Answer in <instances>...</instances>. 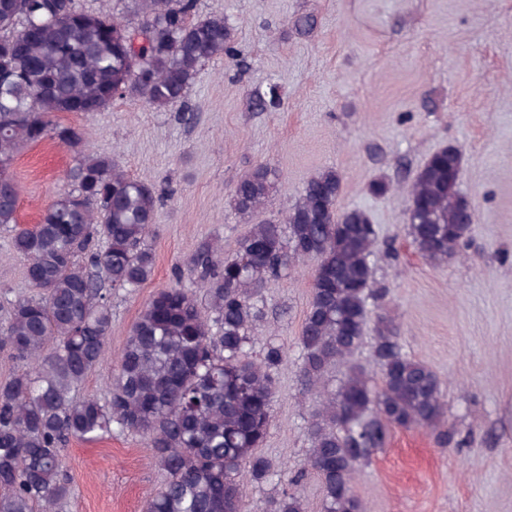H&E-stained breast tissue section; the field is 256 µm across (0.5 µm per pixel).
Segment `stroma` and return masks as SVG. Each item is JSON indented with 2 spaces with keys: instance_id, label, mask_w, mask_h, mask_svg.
I'll use <instances>...</instances> for the list:
<instances>
[{
  "instance_id": "obj_1",
  "label": "stroma",
  "mask_w": 512,
  "mask_h": 512,
  "mask_svg": "<svg viewBox=\"0 0 512 512\" xmlns=\"http://www.w3.org/2000/svg\"><path fill=\"white\" fill-rule=\"evenodd\" d=\"M238 29L239 62L206 65L190 88L192 124L176 110L118 100L79 125L89 147L165 197L154 226L153 277L111 297L105 362L76 397H105V381L145 302L175 282V267L201 240L218 237L232 254L250 225L275 220L305 183L332 167L342 177L339 210L360 209L376 224L372 262L382 299L372 314L392 319L406 353L439 376L447 403L439 429L394 428L386 447L356 467L354 494L366 512H512V0H197ZM277 86L278 106L253 97ZM463 155L459 187L475 223L460 254L422 258L406 224L407 187L428 157ZM279 180L263 209L235 213L230 196L254 166ZM74 155L46 140L18 153L12 176L18 221L29 226L70 187ZM391 183L376 195L377 177ZM0 227V305L29 294L25 263ZM317 265L292 261L261 291L278 316L253 331L288 357L276 375L273 423L261 448L275 470H296L310 446L318 408L300 376L301 322ZM454 433L440 446L438 430ZM71 495L58 512H145L164 473L130 433L72 442L65 451Z\"/></svg>"
}]
</instances>
